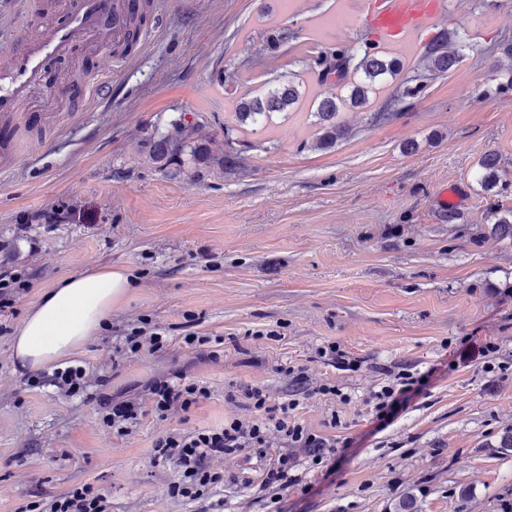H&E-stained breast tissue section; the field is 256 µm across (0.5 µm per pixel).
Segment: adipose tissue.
Wrapping results in <instances>:
<instances>
[{
    "instance_id": "obj_1",
    "label": "adipose tissue",
    "mask_w": 512,
    "mask_h": 512,
    "mask_svg": "<svg viewBox=\"0 0 512 512\" xmlns=\"http://www.w3.org/2000/svg\"><path fill=\"white\" fill-rule=\"evenodd\" d=\"M129 287L126 269L101 267L41 294L13 337L15 360L36 370L73 353L107 325Z\"/></svg>"
}]
</instances>
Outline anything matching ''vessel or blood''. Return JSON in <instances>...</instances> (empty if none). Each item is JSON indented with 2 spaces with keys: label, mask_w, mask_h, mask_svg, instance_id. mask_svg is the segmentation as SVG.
I'll return each instance as SVG.
<instances>
[{
  "label": "vessel or blood",
  "mask_w": 512,
  "mask_h": 512,
  "mask_svg": "<svg viewBox=\"0 0 512 512\" xmlns=\"http://www.w3.org/2000/svg\"><path fill=\"white\" fill-rule=\"evenodd\" d=\"M145 0H55V17L44 18L21 46L0 59V126L33 106L32 89L45 80L48 62L73 57L76 47L96 53L104 36L122 43L132 25L133 9ZM442 0H359V24L377 44L418 32L438 19Z\"/></svg>",
  "instance_id": "b4317fda"
}]
</instances>
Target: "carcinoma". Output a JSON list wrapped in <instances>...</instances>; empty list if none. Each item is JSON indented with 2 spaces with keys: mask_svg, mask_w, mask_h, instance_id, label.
I'll return each mask as SVG.
<instances>
[{
  "mask_svg": "<svg viewBox=\"0 0 512 512\" xmlns=\"http://www.w3.org/2000/svg\"><path fill=\"white\" fill-rule=\"evenodd\" d=\"M270 49L279 57L288 55V33L279 31L269 38ZM467 57L466 47L462 46L455 53L443 50L441 44L435 42L429 46L425 58L428 65L425 71L411 79L400 82L394 93V103L399 104L414 99L425 92L431 80L452 70ZM320 83L332 89L317 105L316 115L324 122L318 143L324 148L331 147L343 137L344 128L336 122L342 95L333 89L350 88L349 104L352 107H363L369 102V93L375 91L377 83L385 77L396 79L401 73L400 67L386 56L365 50L360 58L349 54L343 48L321 50L312 57ZM361 74L360 80L351 81V76ZM302 98L300 85L288 81L280 83L263 96H243L236 106L235 120L238 126L261 125L275 112H287ZM198 129L195 125L182 121L171 124L164 132L154 136L153 150L150 160L162 162L168 166L176 164L171 173L176 175L185 165L184 157L190 162L199 164L207 160V154L199 141L195 140ZM501 171V157L495 151L486 152L480 161V183L487 189L496 186Z\"/></svg>",
  "mask_w": 512,
  "mask_h": 512,
  "instance_id": "1",
  "label": "carcinoma"
}]
</instances>
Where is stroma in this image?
Masks as SVG:
<instances>
[{
	"mask_svg": "<svg viewBox=\"0 0 512 512\" xmlns=\"http://www.w3.org/2000/svg\"><path fill=\"white\" fill-rule=\"evenodd\" d=\"M445 2L434 27L387 55L408 78L439 35L451 50L468 39L473 53L388 120L374 115L392 79L367 106H342L348 133L329 148L316 145L314 101L326 88L310 57L334 43L362 55L358 0H293L288 12L282 0H159L124 65L102 50L105 87L84 100L69 91L77 59L49 64L28 121L43 126L53 112L59 123L0 173V270L28 282L0 318V512L82 483L110 512H191L168 493L174 468L155 459L156 440L255 417L242 386L284 401L288 365L350 394H315L294 412L339 450L302 465L299 485L277 499L255 496L256 459L213 460L230 512H398L407 497L417 512H512V448L500 445L512 432V238L488 220L512 209V92L497 90L512 70L498 48L512 39V0ZM38 22L27 0H0V57ZM274 28L289 34L283 66L266 50ZM276 77L300 84V104L258 129L237 127L239 99ZM182 117L199 125L208 159L173 176L149 151ZM489 150L503 162L490 190L477 180ZM442 184L459 197L449 212L435 200ZM105 266L130 270L136 284L73 354L86 392L29 386L11 354L24 315L60 281ZM145 324L164 328L168 344L125 350L124 336ZM191 332L224 343L190 346ZM328 342L355 368L319 358ZM382 365L431 378L381 426L368 398ZM174 373L208 398L164 419L145 413L126 435L104 422L101 395L145 404L147 384Z\"/></svg>",
	"mask_w": 512,
	"mask_h": 512,
	"instance_id": "obj_1",
	"label": "stroma"
}]
</instances>
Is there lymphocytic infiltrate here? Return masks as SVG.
I'll return each instance as SVG.
<instances>
[{
  "instance_id": "obj_1",
  "label": "lymphocytic infiltrate",
  "mask_w": 512,
  "mask_h": 512,
  "mask_svg": "<svg viewBox=\"0 0 512 512\" xmlns=\"http://www.w3.org/2000/svg\"><path fill=\"white\" fill-rule=\"evenodd\" d=\"M288 376V398L274 407L268 406L262 388H241V395L259 412L255 420L234 419L221 427L175 433L156 442V457L172 462L176 469V477L169 487L171 495L182 498L195 512H221L224 502L217 499L216 491L223 487L224 475L213 471L211 463L214 459L245 452L261 459L266 449L282 447V454L265 468L258 486L263 492L270 488L285 490L298 485L300 477L296 469L300 458H307L317 466L335 455V439L306 429L292 420L290 413L299 406L301 399L310 395H331L344 402L348 399L347 394L328 383L313 384L299 368H289ZM424 387V382L410 372L384 382L369 397L377 421L389 422L420 395ZM147 391L151 412L162 418L174 411H188L208 396L205 386L187 382L179 374L152 380ZM19 512H106V507L98 489L85 483L47 502L40 499L30 501L20 507Z\"/></svg>"
}]
</instances>
